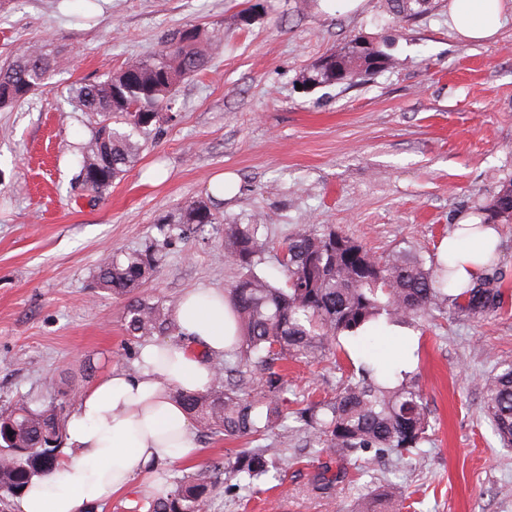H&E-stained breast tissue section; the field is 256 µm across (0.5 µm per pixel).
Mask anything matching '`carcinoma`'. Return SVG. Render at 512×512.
<instances>
[{"label":"carcinoma","instance_id":"obj_1","mask_svg":"<svg viewBox=\"0 0 512 512\" xmlns=\"http://www.w3.org/2000/svg\"><path fill=\"white\" fill-rule=\"evenodd\" d=\"M426 0H388L399 19L422 13ZM348 43L362 45L357 53H326L328 67L320 73L303 72L299 82L319 77L325 87L337 85L336 70L360 75L372 70V60H394L389 45L355 36ZM209 63L199 32L184 30L147 59L134 58L94 83L69 88L75 112L93 119L89 140L79 147L78 178L83 189L99 196L124 177L137 161L142 140L160 114L171 110L178 84ZM59 61L39 45H32L0 65V108L24 101L46 88ZM512 200V182L502 186L482 208L480 229L509 223L499 208ZM182 223L197 231L216 223L203 200L187 205ZM260 218L249 224L224 225V257L237 267L239 277L229 290L239 333L224 363L213 366L214 382L204 392H176L187 414L212 436L264 439L284 418L288 379L275 370L282 360L319 362L342 350L341 340L360 338L380 320L416 323L440 305L451 303L465 316H486L503 305L498 286L497 256L488 255L483 275L466 285L454 280L455 267H432L418 251L385 259L373 256L360 242L333 227L305 224L280 248L284 282L260 275L256 267L269 248L260 234ZM158 259L150 250L113 252L98 266L97 288L127 299L126 333L137 340L169 336L178 331L172 318L176 302H151L138 291L154 275ZM484 409L501 444L512 447V366L480 378ZM300 417L312 429L313 441L351 459L368 449L391 453L402 461L425 441L430 409L418 374L395 373V379L377 362L363 363L358 373L330 401L308 403ZM66 417L54 402L35 407L25 400L0 409V505L20 497L34 476L50 475L61 465L60 453ZM30 448L42 452L33 454ZM278 448H262L233 459L202 467L167 481L162 493L136 502L129 512H210L219 473L229 479L246 473L257 479ZM346 472L322 473L316 489L327 494L344 481Z\"/></svg>","mask_w":512,"mask_h":512}]
</instances>
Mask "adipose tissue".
<instances>
[{
  "mask_svg": "<svg viewBox=\"0 0 512 512\" xmlns=\"http://www.w3.org/2000/svg\"><path fill=\"white\" fill-rule=\"evenodd\" d=\"M448 24L462 40L481 43L507 20L503 0H450ZM495 226L453 225L437 261L456 265L455 280L469 283L495 250ZM173 319L184 343H149L135 371L112 369L78 397L64 426L66 455L59 471L32 478L19 512H86L133 484L150 485L165 460L194 461L201 447L176 391L201 392L213 378L212 362L234 343L235 322L223 290L186 292Z\"/></svg>",
  "mask_w": 512,
  "mask_h": 512,
  "instance_id": "ef3b65f1",
  "label": "adipose tissue"
}]
</instances>
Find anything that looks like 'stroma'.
Here are the masks:
<instances>
[{
    "instance_id": "stroma-1",
    "label": "stroma",
    "mask_w": 512,
    "mask_h": 512,
    "mask_svg": "<svg viewBox=\"0 0 512 512\" xmlns=\"http://www.w3.org/2000/svg\"><path fill=\"white\" fill-rule=\"evenodd\" d=\"M449 0L417 18L385 0H0V62L39 44L66 57L49 87L0 109V406L25 397L71 410L114 368H132L123 299L94 286L101 256L146 248L161 256L142 297L177 299L229 289L222 226L261 215L272 247L260 274L279 282L275 247L301 224L335 225L378 256L420 247L436 256L451 224L512 181V0L492 40H459ZM258 13L243 25L241 13ZM188 27L224 33L207 70L181 82L177 116L161 121L136 165L101 197L74 183L87 118L69 104L72 83H93L132 57L152 55ZM366 36L390 43L395 67L353 85L312 91L296 83L325 52ZM235 173L239 191L217 201V223L178 236L188 204L211 179ZM498 262L508 296L488 317L453 307L411 328L431 427L417 454L365 453L349 479L323 494L315 480L341 463L311 444L297 400L333 397L353 359L290 365L289 413L270 442L288 446L270 471L219 483L211 512H356L367 491L394 512H512V448L486 417L478 379L512 363V223L501 225ZM192 463L161 462L157 482L255 449V441L200 436Z\"/></svg>"
}]
</instances>
